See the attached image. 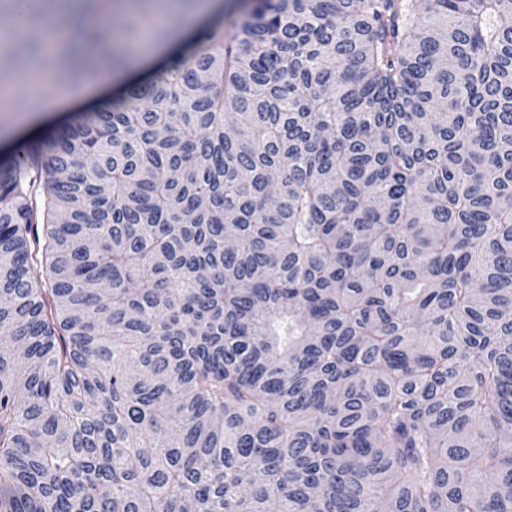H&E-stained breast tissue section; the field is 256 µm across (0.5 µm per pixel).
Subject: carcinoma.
<instances>
[{
	"instance_id": "cac0c4a2",
	"label": "carcinoma",
	"mask_w": 512,
	"mask_h": 512,
	"mask_svg": "<svg viewBox=\"0 0 512 512\" xmlns=\"http://www.w3.org/2000/svg\"><path fill=\"white\" fill-rule=\"evenodd\" d=\"M0 512H512V0H255L0 158Z\"/></svg>"
}]
</instances>
